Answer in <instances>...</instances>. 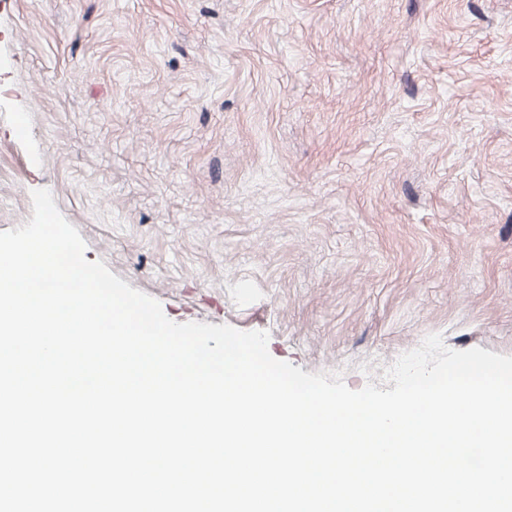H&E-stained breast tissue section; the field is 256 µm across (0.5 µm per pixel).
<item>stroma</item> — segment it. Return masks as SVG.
I'll return each mask as SVG.
<instances>
[{
	"instance_id": "obj_1",
	"label": "stroma",
	"mask_w": 512,
	"mask_h": 512,
	"mask_svg": "<svg viewBox=\"0 0 512 512\" xmlns=\"http://www.w3.org/2000/svg\"><path fill=\"white\" fill-rule=\"evenodd\" d=\"M39 188L171 321L351 389L512 355V0H0V231Z\"/></svg>"
}]
</instances>
